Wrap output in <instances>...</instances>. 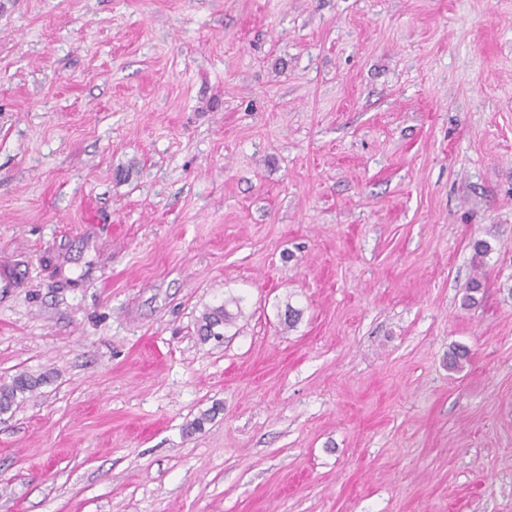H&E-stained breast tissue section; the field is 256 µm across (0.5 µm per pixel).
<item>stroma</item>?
Segmentation results:
<instances>
[{"label":"stroma","mask_w":512,"mask_h":512,"mask_svg":"<svg viewBox=\"0 0 512 512\" xmlns=\"http://www.w3.org/2000/svg\"><path fill=\"white\" fill-rule=\"evenodd\" d=\"M2 267L0 512H512V0H0ZM232 304L235 305L236 312L229 308ZM241 314L240 303L236 298L229 301L224 300L218 305L207 306L198 320V334L201 336V340L207 342L212 336H222L220 328L235 326ZM48 379L46 374L21 372L9 381L0 382V415L13 414L26 398V394L38 390Z\"/></svg>","instance_id":"1"}]
</instances>
